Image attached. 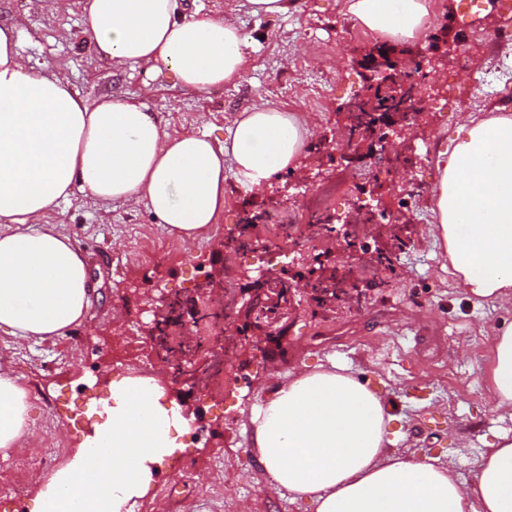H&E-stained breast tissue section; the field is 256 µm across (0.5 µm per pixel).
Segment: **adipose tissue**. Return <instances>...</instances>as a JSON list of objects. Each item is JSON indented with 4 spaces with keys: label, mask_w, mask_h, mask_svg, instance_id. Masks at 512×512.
I'll list each match as a JSON object with an SVG mask.
<instances>
[{
    "label": "adipose tissue",
    "mask_w": 512,
    "mask_h": 512,
    "mask_svg": "<svg viewBox=\"0 0 512 512\" xmlns=\"http://www.w3.org/2000/svg\"><path fill=\"white\" fill-rule=\"evenodd\" d=\"M83 32L113 64H151L203 93L241 78L254 39L237 11L196 18L183 0H80ZM367 30L418 42L430 0H349ZM304 119L271 104L234 118L223 142L192 130L172 136L141 101L95 100L32 71L14 27H0V331L18 340L62 335L85 318L95 290L70 238L45 223L60 199L82 191L102 204L145 202L182 242L224 212V164L251 192L310 159ZM433 192L443 268L480 301L512 303V115L466 121ZM489 381L496 408L512 413V324L491 330ZM28 400L0 363V453L28 431ZM382 398L343 370L301 371L281 381L249 418L251 443L274 491L316 512H512V438L500 437L471 483L430 457L398 452ZM167 414L146 390L112 387L107 420L89 447L36 493L35 512H128L174 446Z\"/></svg>",
    "instance_id": "adipose-tissue-1"
}]
</instances>
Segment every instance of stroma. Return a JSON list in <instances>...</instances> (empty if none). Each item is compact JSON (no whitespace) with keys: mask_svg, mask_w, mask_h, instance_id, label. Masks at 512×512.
Masks as SVG:
<instances>
[{"mask_svg":"<svg viewBox=\"0 0 512 512\" xmlns=\"http://www.w3.org/2000/svg\"><path fill=\"white\" fill-rule=\"evenodd\" d=\"M433 5L431 23L412 52L427 56L439 48L446 67L465 36L473 70H512L504 50L486 39L496 30L512 32V13L499 0ZM240 20L258 38L247 73L201 94L155 75L150 64L117 68L98 56L83 33L78 0H0V24L17 27L28 66L65 79L90 100L117 93L145 101L170 134L194 130L220 140L236 114L270 103L304 114L315 131L309 142L314 162L279 173L262 192L245 191L227 178L223 216L190 248L142 203L105 207L78 191L52 207L47 223L57 225L84 255L96 291L85 321L62 336L21 342L0 332V357L8 359L28 393L31 432L17 453L0 458V473L14 469L24 451L38 458L25 480L50 476L93 423L105 421L102 401L119 377L107 340L113 321L132 338L121 355H146L139 324L145 297L164 288L192 294L216 257L211 239L224 237L249 214L295 211L330 197L333 215L357 216L377 196L386 211L396 213L395 230L405 248L379 269L362 251L338 262L344 227L331 224L307 253L326 271H358L350 309L341 312L296 296L280 320L283 340L267 344L259 362L251 357L247 335L236 336L229 354L236 384L216 396L184 394L192 409L205 412L208 434L162 466L136 512H315L311 502L288 491H267L247 422L272 397L276 378L333 364L389 405L399 450L451 463L460 481H470L492 444L512 437V417L494 409L484 379L490 329L512 323V304L469 299L441 269L440 249L429 234L436 222L432 195L437 153L449 134L465 119L512 113V88L484 94L465 73L450 78L444 91L435 82L423 86L424 117L401 141L411 159L409 184L381 177L351 190L333 139L344 105L363 91L356 61L365 49L383 45V38L355 21L348 0H292L286 15L244 12ZM409 194L415 207H398V199Z\"/></svg>","mask_w":512,"mask_h":512,"instance_id":"35a3bbf8","label":"stroma"}]
</instances>
